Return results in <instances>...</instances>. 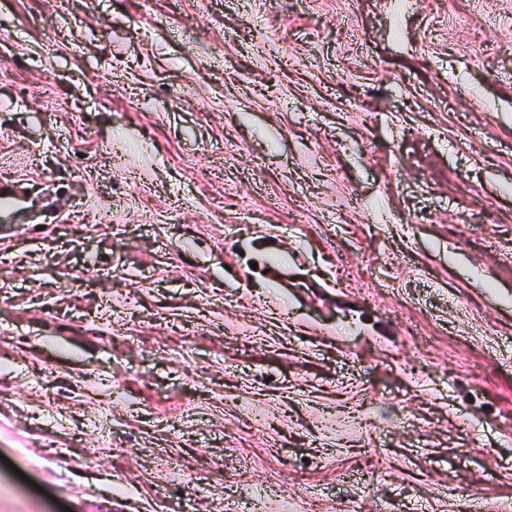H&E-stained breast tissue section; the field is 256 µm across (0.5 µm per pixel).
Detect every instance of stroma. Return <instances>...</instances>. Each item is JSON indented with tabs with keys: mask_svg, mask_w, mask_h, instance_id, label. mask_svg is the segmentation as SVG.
<instances>
[{
	"mask_svg": "<svg viewBox=\"0 0 512 512\" xmlns=\"http://www.w3.org/2000/svg\"><path fill=\"white\" fill-rule=\"evenodd\" d=\"M0 66V512H512V0H0Z\"/></svg>",
	"mask_w": 512,
	"mask_h": 512,
	"instance_id": "stroma-1",
	"label": "stroma"
}]
</instances>
